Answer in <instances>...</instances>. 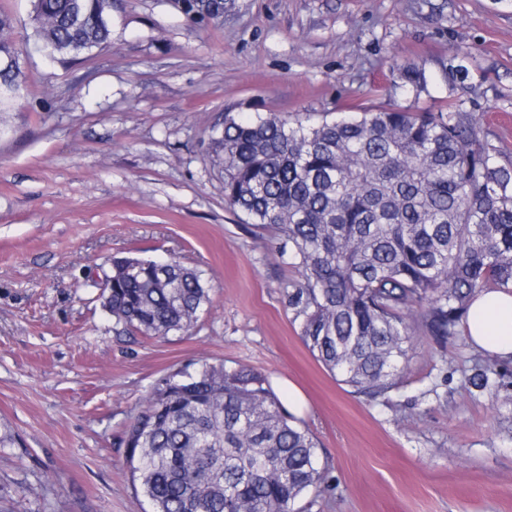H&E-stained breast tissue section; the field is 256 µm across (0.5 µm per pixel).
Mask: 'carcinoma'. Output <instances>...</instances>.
<instances>
[{
	"mask_svg": "<svg viewBox=\"0 0 512 512\" xmlns=\"http://www.w3.org/2000/svg\"><path fill=\"white\" fill-rule=\"evenodd\" d=\"M37 44L78 61L108 44L112 0H31ZM209 21L206 0H170ZM11 14L0 9V114L27 75ZM415 91L416 66L397 69ZM466 67L448 64L446 111L363 109L320 123L232 110L211 138L224 202L288 246L301 280L288 307L322 365L371 398L401 382L410 339L457 334L476 293L512 286V163L454 97ZM112 260L114 331H191L210 302L199 271L176 259ZM497 363L468 383L493 391ZM133 481L152 512H307L334 491L317 443L268 379L245 367L204 365L158 380L125 433ZM308 505L300 502L308 495Z\"/></svg>",
	"mask_w": 512,
	"mask_h": 512,
	"instance_id": "obj_1",
	"label": "carcinoma"
}]
</instances>
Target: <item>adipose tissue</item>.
Instances as JSON below:
<instances>
[{"instance_id": "1", "label": "adipose tissue", "mask_w": 512, "mask_h": 512, "mask_svg": "<svg viewBox=\"0 0 512 512\" xmlns=\"http://www.w3.org/2000/svg\"><path fill=\"white\" fill-rule=\"evenodd\" d=\"M464 334L477 349L512 360V290L478 293L470 306Z\"/></svg>"}]
</instances>
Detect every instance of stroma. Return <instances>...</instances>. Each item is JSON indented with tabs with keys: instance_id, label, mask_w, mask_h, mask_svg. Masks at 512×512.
<instances>
[{
	"instance_id": "stroma-1",
	"label": "stroma",
	"mask_w": 512,
	"mask_h": 512,
	"mask_svg": "<svg viewBox=\"0 0 512 512\" xmlns=\"http://www.w3.org/2000/svg\"><path fill=\"white\" fill-rule=\"evenodd\" d=\"M205 26L168 0H112L86 60L33 46L31 0H0L29 83L0 124V512H150L124 433L163 375L264 374L336 482L310 512H512V361L468 384L466 336L416 333L404 381L354 392L309 352L288 307L280 238L224 203L208 156L225 109L290 121L353 108L443 109L466 51L463 108L512 162V0H233ZM424 68L426 92L396 67ZM148 248L202 270L191 332L116 335L98 277Z\"/></svg>"
}]
</instances>
